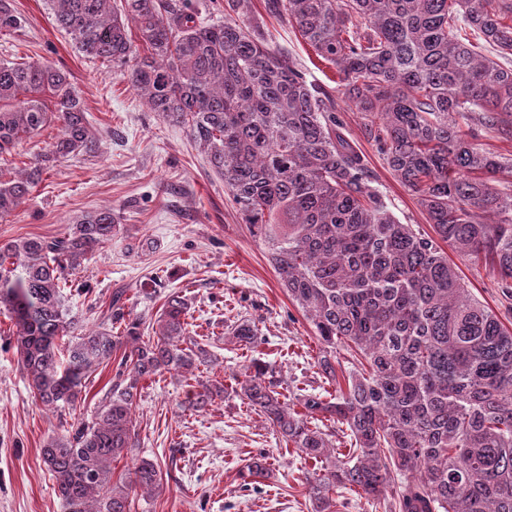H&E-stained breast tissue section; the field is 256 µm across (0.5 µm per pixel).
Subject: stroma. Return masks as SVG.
<instances>
[{
  "label": "stroma",
  "instance_id": "35a3bbf8",
  "mask_svg": "<svg viewBox=\"0 0 512 512\" xmlns=\"http://www.w3.org/2000/svg\"><path fill=\"white\" fill-rule=\"evenodd\" d=\"M270 45L288 52L308 82L331 87L334 65L294 33L286 21L254 0ZM20 30L0 34V61L39 60L67 70L83 98L97 148L43 172L27 201L0 218V242L59 238L70 221L111 204L118 232L84 268L69 277L73 315L101 323L111 295L122 291L129 317L152 322L171 293L190 307L189 336L207 350L203 376L232 384L252 359L267 362L278 392L321 389V346L281 288L264 247L249 233L224 183L211 171L180 124L150 112L111 64L85 57L56 28L46 0H11ZM336 119L364 155L395 217L422 232L431 226L413 196L388 169L361 112L338 100ZM448 258L473 296L512 328V291L484 267L457 253ZM254 321L261 341L242 349L225 343L228 325ZM13 323L0 309V512H64L41 449L98 405L116 366L99 367L77 408L48 411L26 388L10 345ZM182 377L163 373L146 383L136 408L133 457L157 460L164 489L136 497L133 512H309L302 483L311 461L285 447L270 424L245 401L227 395L202 410L185 408ZM266 453L270 479L243 487L245 459Z\"/></svg>",
  "mask_w": 512,
  "mask_h": 512
}]
</instances>
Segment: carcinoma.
<instances>
[{
    "label": "carcinoma",
    "instance_id": "1",
    "mask_svg": "<svg viewBox=\"0 0 512 512\" xmlns=\"http://www.w3.org/2000/svg\"><path fill=\"white\" fill-rule=\"evenodd\" d=\"M84 55L112 63L148 109L185 126L243 215L288 298L323 346L329 391L294 398L254 361L235 387L198 379L207 360L186 343L188 304L167 296L144 336L121 294L108 321L83 326L64 289L67 274L105 247L112 206L78 217L66 236L0 242V308L34 401L75 405L84 381L120 361L90 422L52 436L41 457L65 512H131L161 485L148 458L113 479L136 444L140 382L184 376L188 407L228 392L266 419L288 446L320 465L304 476L310 512H336L354 488L398 512H512V329L473 298L446 244L512 288V157L479 147L471 126L512 142V68L463 41L476 31L512 58V0H266L304 42L336 66L337 92L364 119L386 165L416 199L433 234L389 210L364 156L340 130L336 100L272 49L253 0H224V22L204 25L191 0H46ZM21 18L0 0V33ZM139 43H134L132 33ZM54 125L34 166L0 170V218L15 211L47 166L90 152L96 140L66 72L48 63L0 62V160ZM224 339L258 344L235 322ZM351 369L337 378L339 350ZM326 420L349 443L343 453ZM243 485L268 477L265 456L239 469Z\"/></svg>",
    "mask_w": 512,
    "mask_h": 512
}]
</instances>
